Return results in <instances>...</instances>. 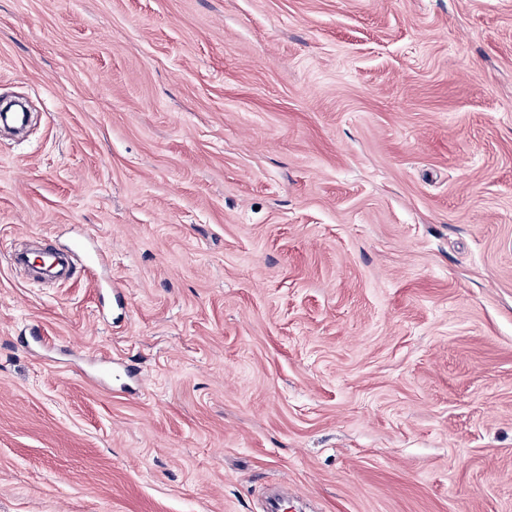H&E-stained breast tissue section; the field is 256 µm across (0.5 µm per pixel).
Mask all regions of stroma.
Masks as SVG:
<instances>
[{"instance_id":"1","label":"stroma","mask_w":512,"mask_h":512,"mask_svg":"<svg viewBox=\"0 0 512 512\" xmlns=\"http://www.w3.org/2000/svg\"><path fill=\"white\" fill-rule=\"evenodd\" d=\"M11 94L0 512H512V0H0Z\"/></svg>"}]
</instances>
